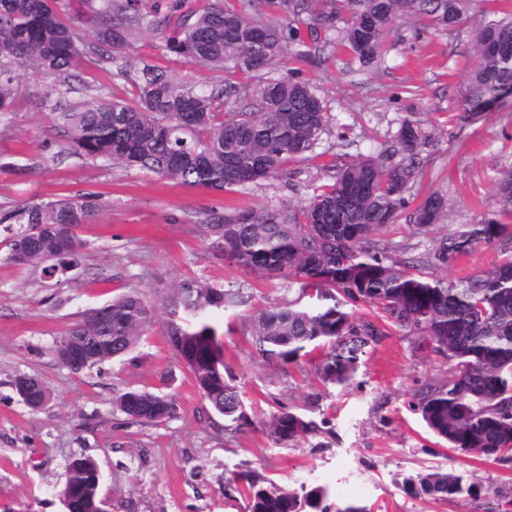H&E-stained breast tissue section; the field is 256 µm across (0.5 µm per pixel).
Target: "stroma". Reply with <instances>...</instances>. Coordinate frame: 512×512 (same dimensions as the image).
<instances>
[{
    "mask_svg": "<svg viewBox=\"0 0 512 512\" xmlns=\"http://www.w3.org/2000/svg\"><path fill=\"white\" fill-rule=\"evenodd\" d=\"M479 14L447 32L399 24L386 38L384 58L359 67L338 39L311 55L284 50L285 68L312 80L327 112L321 151L372 152L401 120L419 121L438 142L411 203L436 191L450 201L441 223L416 228L408 215L383 231L402 261L434 240L473 222L493 203V176L512 164V103L470 122L459 118V91L472 62ZM154 64L207 88L224 85L222 71L170 55L158 38L133 35L117 59L83 57L60 78L16 70L13 111L0 113V211L33 200L98 195L103 207L79 236L81 267L65 276L8 260L0 236V512H64L60 491L71 456L92 458L109 512H248L235 473L253 471L281 486L322 485L333 498L369 512H512V461H493L448 447L411 408L420 391L444 382L451 367L419 335L385 325L348 385L325 387L320 352L283 363L259 356L248 317L297 297L294 279L267 280L216 255L200 226L211 210L281 208L329 183L322 159L292 162L276 179L226 192L177 185L69 150L51 117L103 92L127 100L136 89L126 66ZM498 243H479L436 275L451 281L491 268ZM216 289L242 288L245 305L218 311L224 364L238 388L249 424L213 412L166 339L165 299L184 281ZM137 292L154 318L135 351L101 367L73 373L56 365L51 347L86 309ZM42 377L51 390L41 409L26 406L13 381ZM130 389L174 396L176 414L143 424L113 407ZM314 419L317 435L278 444L265 423L280 410ZM463 473L478 492L442 501L402 490L408 475L433 468Z\"/></svg>",
    "mask_w": 512,
    "mask_h": 512,
    "instance_id": "stroma-1",
    "label": "stroma"
}]
</instances>
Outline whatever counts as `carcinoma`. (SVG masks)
<instances>
[{
  "mask_svg": "<svg viewBox=\"0 0 512 512\" xmlns=\"http://www.w3.org/2000/svg\"><path fill=\"white\" fill-rule=\"evenodd\" d=\"M288 15L278 27L264 21L273 4ZM474 0H208L190 14L141 8V0H0V112L10 111L17 85L13 65L45 77L61 75L89 55L98 61L120 53L129 38L159 34L162 48L195 64L224 71V87L207 89L145 64L133 82L136 99L99 97L53 116L68 145L80 155L137 168L177 184L215 192L276 178L292 161H310L329 122L319 90L307 80L275 76L284 49L309 34L334 31L362 66L378 62L386 36L400 21L443 31L466 18ZM85 15L96 43L83 40L70 15ZM474 36L472 66L460 92L466 119L512 100V9L487 10ZM438 141L418 121L403 119L393 139L366 156L336 153L326 168L330 182L298 207L213 210L206 232L224 260L263 278H295L299 296L256 311L249 319L252 344L264 358L290 363L306 349H321L318 375L326 385H347L361 359L384 331L356 317L368 304L401 329L431 341L454 362L446 383L418 394L427 428L452 448L493 460L512 459V166L496 172L493 206L471 224L434 241L414 264L392 256L381 238L407 208V193L425 176V156ZM94 195L29 201L0 211L8 233V259L43 265L51 276L61 260L79 265L78 229L100 209ZM450 203L426 195L409 221L437 224ZM501 242L488 271L458 281L433 279L426 270L447 267L480 242ZM243 289L218 290L183 282L166 304L170 347L192 374L211 410L231 422L246 420L237 388L224 376V349L214 310L246 303ZM153 318L151 305L131 293L88 309L53 341L56 362L75 373L130 354ZM83 352L71 360L70 347ZM32 400H50L46 382L19 375ZM130 419L157 424L176 412L175 400L131 389L113 401ZM270 435L279 444L317 433L311 420L292 412L272 415ZM61 492L65 512H97L100 472L89 457L67 466ZM249 512H366L331 500L322 486L282 487L256 473L242 475ZM408 494L446 500L473 496L477 488L454 471L436 468L403 480Z\"/></svg>",
  "mask_w": 512,
  "mask_h": 512,
  "instance_id": "obj_1",
  "label": "carcinoma"
}]
</instances>
